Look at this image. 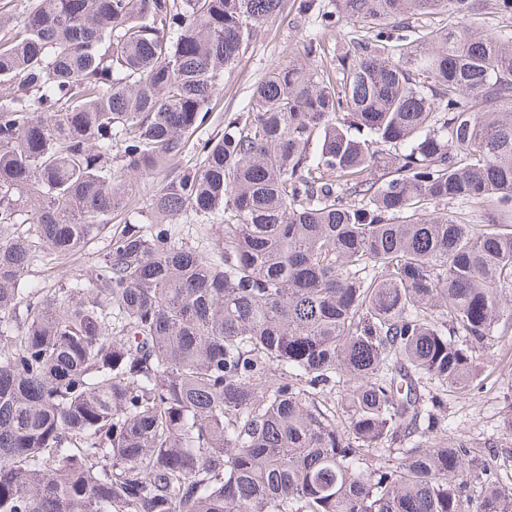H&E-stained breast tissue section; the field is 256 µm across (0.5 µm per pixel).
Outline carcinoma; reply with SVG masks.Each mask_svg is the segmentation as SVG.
Here are the masks:
<instances>
[{"instance_id": "1", "label": "carcinoma", "mask_w": 512, "mask_h": 512, "mask_svg": "<svg viewBox=\"0 0 512 512\" xmlns=\"http://www.w3.org/2000/svg\"><path fill=\"white\" fill-rule=\"evenodd\" d=\"M302 2L336 71L309 39L176 174L285 0L0 10V512H512L443 416L512 286V31H472L481 0ZM118 212L92 285L23 282ZM175 227L184 242L196 247L204 255L211 256L221 245L223 228L220 224H198L192 217L179 216L176 219Z\"/></svg>"}]
</instances>
